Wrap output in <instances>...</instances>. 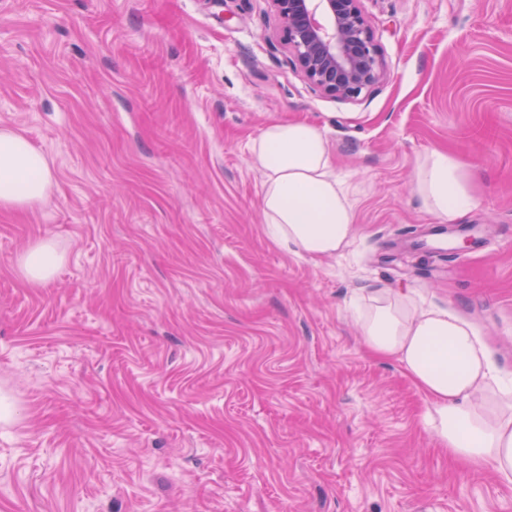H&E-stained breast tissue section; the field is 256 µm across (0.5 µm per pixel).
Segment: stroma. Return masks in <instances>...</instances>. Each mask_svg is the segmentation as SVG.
Segmentation results:
<instances>
[{
  "label": "stroma",
  "mask_w": 512,
  "mask_h": 512,
  "mask_svg": "<svg viewBox=\"0 0 512 512\" xmlns=\"http://www.w3.org/2000/svg\"><path fill=\"white\" fill-rule=\"evenodd\" d=\"M386 79L314 91L270 0H0V128L54 173L0 209V512H512L369 354L379 288L460 313L512 373V0H361ZM300 118L355 210L319 262L267 237L249 145ZM442 149L478 210L413 192ZM53 238L56 277L17 257ZM414 193L440 223H452L478 208L476 176L446 151L432 149L418 160Z\"/></svg>",
  "instance_id": "obj_1"
}]
</instances>
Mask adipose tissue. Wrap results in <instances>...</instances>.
Instances as JSON below:
<instances>
[{
	"label": "adipose tissue",
	"instance_id": "ef3b65f1",
	"mask_svg": "<svg viewBox=\"0 0 512 512\" xmlns=\"http://www.w3.org/2000/svg\"><path fill=\"white\" fill-rule=\"evenodd\" d=\"M250 161L261 174V210L269 238L316 261L349 242L355 212L336 172L323 131L305 120L273 121L252 140ZM53 173L21 134L0 129V208L44 200ZM413 190L440 222L478 208L476 176L446 151L418 160ZM64 260L54 240L30 245L17 258L23 276L44 284ZM373 354L401 363L429 408L439 443L451 457L490 468L512 483V374L494 373L474 328L448 310L417 308L409 295L375 291L361 318Z\"/></svg>",
	"mask_w": 512,
	"mask_h": 512
}]
</instances>
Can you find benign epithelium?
I'll list each match as a JSON object with an SVG mask.
<instances>
[{"label":"benign epithelium","instance_id":"obj_1","mask_svg":"<svg viewBox=\"0 0 512 512\" xmlns=\"http://www.w3.org/2000/svg\"><path fill=\"white\" fill-rule=\"evenodd\" d=\"M290 61L317 92L355 99L386 78L361 0H271Z\"/></svg>","mask_w":512,"mask_h":512}]
</instances>
